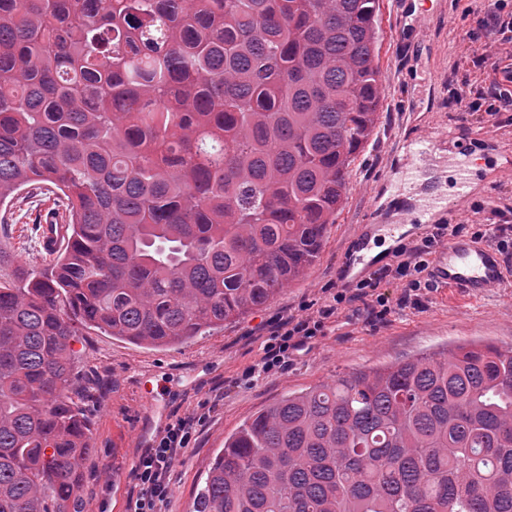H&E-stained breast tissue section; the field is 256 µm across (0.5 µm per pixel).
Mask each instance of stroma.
<instances>
[{
	"mask_svg": "<svg viewBox=\"0 0 512 512\" xmlns=\"http://www.w3.org/2000/svg\"><path fill=\"white\" fill-rule=\"evenodd\" d=\"M484 14L482 0H380L379 65L382 97L374 133L357 155L347 198L330 225L319 259L307 276L271 303L243 319L225 323L185 343L156 349L135 345L97 329L74 344L76 374L87 414L93 453L84 471L83 512H126L133 492V467L166 420L187 415L198 403L224 400L202 428L196 447L174 466L175 488L167 512H191L214 456L249 416L283 395L355 369L382 367L472 341L512 347V283L480 297L430 291L424 308H393L386 319L342 306L324 336L291 357L285 372L239 385L242 371L259 360L270 321L301 314L323 301L325 289L355 287L344 278L352 239L372 225L370 246L394 248L374 216L389 207L384 188L399 177L406 143L417 134L460 128L472 143L440 169L435 186L447 192L452 173L477 163L473 203L499 204L512 197V114L467 109L470 88L495 80L492 68L469 60L482 45L466 33ZM47 192L34 189L0 206V282L17 283L18 272H44L49 257L31 225ZM162 390L163 419L143 410L140 388Z\"/></svg>",
	"mask_w": 512,
	"mask_h": 512,
	"instance_id": "1",
	"label": "stroma"
}]
</instances>
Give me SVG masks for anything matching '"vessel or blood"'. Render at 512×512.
Wrapping results in <instances>:
<instances>
[{"instance_id":"b4317fda","label":"vessel or blood","mask_w":512,"mask_h":512,"mask_svg":"<svg viewBox=\"0 0 512 512\" xmlns=\"http://www.w3.org/2000/svg\"><path fill=\"white\" fill-rule=\"evenodd\" d=\"M453 131H442L437 139L416 138L406 150L404 170L412 179L423 176L420 165L431 155L434 143L457 142ZM432 287L455 289L471 297L484 295L489 289L503 285L512 272L502 262L498 251L489 243L462 236H449L434 252L427 270Z\"/></svg>"}]
</instances>
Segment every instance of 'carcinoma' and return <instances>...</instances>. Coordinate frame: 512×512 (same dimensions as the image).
<instances>
[{
  "label": "carcinoma",
  "mask_w": 512,
  "mask_h": 512,
  "mask_svg": "<svg viewBox=\"0 0 512 512\" xmlns=\"http://www.w3.org/2000/svg\"><path fill=\"white\" fill-rule=\"evenodd\" d=\"M378 0H0V204L68 243L0 284V512H81L84 329L182 344L306 277L378 119ZM192 512H512V350L460 344L288 394Z\"/></svg>",
  "instance_id": "obj_1"
}]
</instances>
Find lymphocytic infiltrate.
Instances as JSON below:
<instances>
[{"instance_id":"lymphocytic-infiltrate-1","label":"lymphocytic infiltrate","mask_w":512,"mask_h":512,"mask_svg":"<svg viewBox=\"0 0 512 512\" xmlns=\"http://www.w3.org/2000/svg\"><path fill=\"white\" fill-rule=\"evenodd\" d=\"M473 39H493L512 45V0H493L491 10L485 12L472 34ZM446 225H437L434 232L407 243L393 251L391 263L379 268L357 282L354 291L338 290L331 293L316 311L305 315H291L271 324L262 357L247 367L245 381L283 372L288 367L291 352L300 350L312 338L323 335L326 324L339 305L361 302L367 312L384 318L391 311L388 295L381 293V283L401 280L405 283L399 305L421 306L428 281L423 278L428 258L444 240ZM212 411L208 404L199 405L191 414L171 419L142 448L133 469L134 491L127 512H166L173 495L172 471L176 460L187 449L195 447L200 427Z\"/></svg>"}]
</instances>
